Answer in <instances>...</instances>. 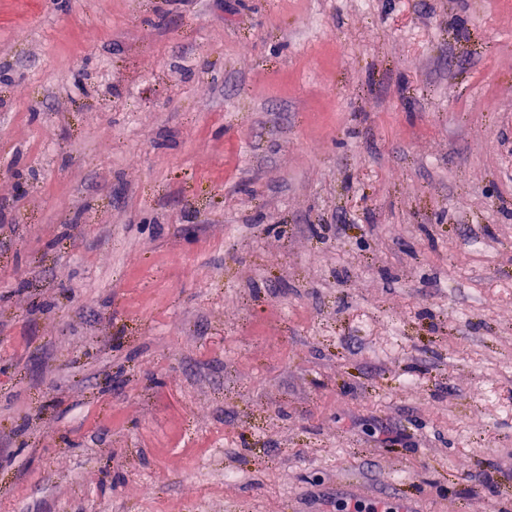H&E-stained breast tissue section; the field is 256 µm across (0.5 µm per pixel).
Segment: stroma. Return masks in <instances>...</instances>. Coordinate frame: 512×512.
Returning a JSON list of instances; mask_svg holds the SVG:
<instances>
[{
    "instance_id": "stroma-1",
    "label": "stroma",
    "mask_w": 512,
    "mask_h": 512,
    "mask_svg": "<svg viewBox=\"0 0 512 512\" xmlns=\"http://www.w3.org/2000/svg\"><path fill=\"white\" fill-rule=\"evenodd\" d=\"M362 485L512 512V0H0V512Z\"/></svg>"
}]
</instances>
